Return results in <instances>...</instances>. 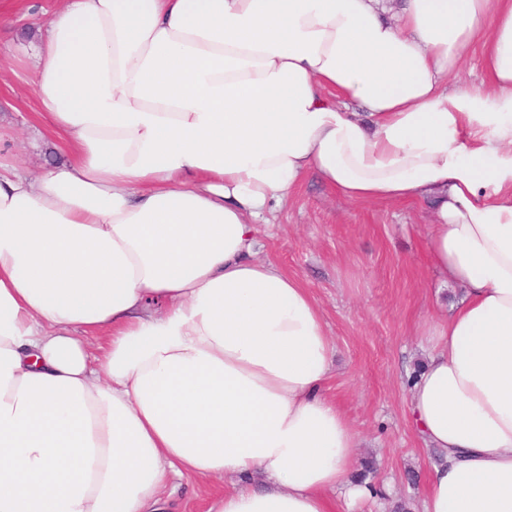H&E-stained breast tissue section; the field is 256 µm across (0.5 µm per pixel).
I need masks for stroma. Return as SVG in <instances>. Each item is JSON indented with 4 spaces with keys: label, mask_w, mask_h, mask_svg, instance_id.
Here are the masks:
<instances>
[{
    "label": "stroma",
    "mask_w": 512,
    "mask_h": 512,
    "mask_svg": "<svg viewBox=\"0 0 512 512\" xmlns=\"http://www.w3.org/2000/svg\"><path fill=\"white\" fill-rule=\"evenodd\" d=\"M30 2L28 18L0 25V160L35 176L59 154L37 130L31 87L14 59L33 49L22 31L45 25L46 7L61 0ZM431 221L426 203L351 202L310 176L256 227V258L311 288L336 346L326 394L358 436L357 461L376 467L380 495L342 512H391L400 499L422 512L429 458L409 414L407 380L425 358L426 321L450 315L461 297L427 265ZM165 492L180 512H207L224 484L175 477Z\"/></svg>",
    "instance_id": "obj_1"
}]
</instances>
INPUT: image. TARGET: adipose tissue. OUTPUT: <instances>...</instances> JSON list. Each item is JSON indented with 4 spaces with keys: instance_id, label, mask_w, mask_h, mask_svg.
<instances>
[{
    "instance_id": "1",
    "label": "adipose tissue",
    "mask_w": 512,
    "mask_h": 512,
    "mask_svg": "<svg viewBox=\"0 0 512 512\" xmlns=\"http://www.w3.org/2000/svg\"><path fill=\"white\" fill-rule=\"evenodd\" d=\"M37 33L64 159L0 163V512H172L175 476L234 480L208 512L371 496L323 313L254 256L311 172L432 200L463 298L409 391L423 512H512V0H65ZM461 77L468 85H480L483 78V72L477 47H471L464 52L461 63Z\"/></svg>"
}]
</instances>
